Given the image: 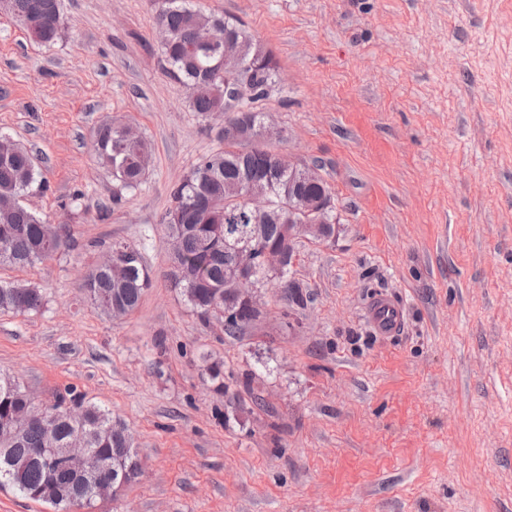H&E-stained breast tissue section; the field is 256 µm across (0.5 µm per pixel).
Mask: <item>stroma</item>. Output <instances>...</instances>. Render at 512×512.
<instances>
[{
    "label": "stroma",
    "instance_id": "35a3bbf8",
    "mask_svg": "<svg viewBox=\"0 0 512 512\" xmlns=\"http://www.w3.org/2000/svg\"><path fill=\"white\" fill-rule=\"evenodd\" d=\"M189 2L273 53L271 147L321 164L337 224L297 245L304 307L268 285L247 335L203 324L169 286L161 218L223 150L224 116L194 112L167 73L165 0H60L51 45L0 14V135L48 184L24 204L73 238L0 267L47 295L41 313L0 311V370L42 401L76 387L129 425L142 473L89 512H512V0ZM108 118L151 147L118 203L91 146ZM117 240L152 286L114 320L82 284ZM378 294L403 308L398 335L369 320Z\"/></svg>",
    "mask_w": 512,
    "mask_h": 512
}]
</instances>
